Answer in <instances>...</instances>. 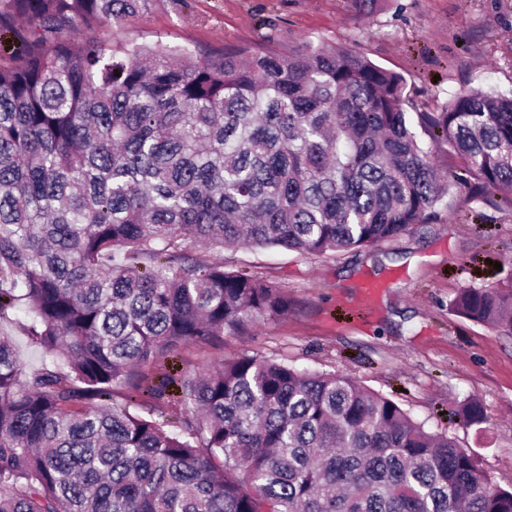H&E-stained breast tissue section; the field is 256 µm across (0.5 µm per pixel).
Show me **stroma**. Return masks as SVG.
Returning a JSON list of instances; mask_svg holds the SVG:
<instances>
[{"label":"stroma","instance_id":"35a3bbf8","mask_svg":"<svg viewBox=\"0 0 512 512\" xmlns=\"http://www.w3.org/2000/svg\"><path fill=\"white\" fill-rule=\"evenodd\" d=\"M99 34L117 46L160 34L170 45L206 51L284 49L321 38L401 75L420 112L459 92L512 91V0H377L368 15L356 0H188L180 13L156 8ZM475 208L465 187L450 188L441 221L382 245L375 264L355 251L225 252L228 268L275 282L291 308L250 335L225 337L222 348L184 350L187 370L246 352L347 374L389 395L426 430L455 434L495 483L512 485V336L448 310L459 289L512 277V212L485 206L480 224L471 219ZM367 281L376 286L368 298ZM468 397L486 408L482 428L455 422Z\"/></svg>","mask_w":512,"mask_h":512}]
</instances>
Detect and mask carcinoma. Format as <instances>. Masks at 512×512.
Instances as JSON below:
<instances>
[{"mask_svg": "<svg viewBox=\"0 0 512 512\" xmlns=\"http://www.w3.org/2000/svg\"><path fill=\"white\" fill-rule=\"evenodd\" d=\"M186 0H0V512H512L479 455L336 372L242 353L153 369L288 312L224 251L367 250L469 199L512 209V92L410 115L403 77L322 39L205 59L96 36ZM120 76H115V73ZM450 310L512 333V283ZM180 407L169 416L164 404ZM486 421L475 398L455 412ZM24 320V313L19 312L16 316V320L13 322H0V334L2 333L13 337L21 363L24 365L26 370H33L41 366L42 358L40 353L32 348L27 342V337L21 327V323L25 322Z\"/></svg>", "mask_w": 512, "mask_h": 512, "instance_id": "1", "label": "carcinoma"}]
</instances>
